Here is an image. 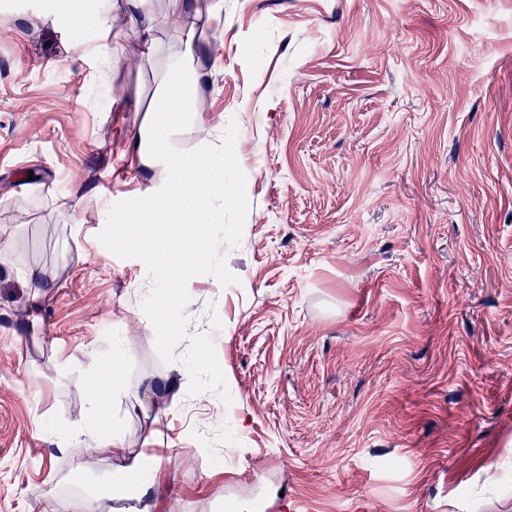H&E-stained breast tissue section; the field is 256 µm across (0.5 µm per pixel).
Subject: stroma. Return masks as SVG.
I'll list each match as a JSON object with an SVG mask.
<instances>
[{
    "instance_id": "obj_1",
    "label": "stroma",
    "mask_w": 512,
    "mask_h": 512,
    "mask_svg": "<svg viewBox=\"0 0 512 512\" xmlns=\"http://www.w3.org/2000/svg\"><path fill=\"white\" fill-rule=\"evenodd\" d=\"M209 4L153 0L143 70L126 0L102 56L50 0H0V512H78L121 465L60 452L83 401L55 370L117 336L130 383L202 341L223 379L174 387L156 424L113 402L162 459L149 512H512V0H224L220 26ZM191 28L238 203L162 347L152 279L98 255L99 217L150 185L125 141Z\"/></svg>"
}]
</instances>
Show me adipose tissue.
<instances>
[{
  "label": "adipose tissue",
  "instance_id": "obj_1",
  "mask_svg": "<svg viewBox=\"0 0 512 512\" xmlns=\"http://www.w3.org/2000/svg\"><path fill=\"white\" fill-rule=\"evenodd\" d=\"M151 0H127L134 27L131 35L143 46L141 67L155 63L157 46L153 33L158 18ZM56 8L69 23L71 44L83 48L88 29L110 27L111 15L97 0H56ZM198 45L187 37L180 52L172 57L160 95L152 113L130 143L141 160L154 164L158 172L152 187L122 212L103 210L102 223L112 228L99 253L106 256L115 247L138 253L145 270L155 282L147 308L156 313L149 329L158 344H166L180 331L177 314L182 304L178 284L187 282L207 264L206 239L214 225L224 221V205L234 196L224 188V169L231 165L235 146H225L220 155L201 150L182 151L177 134L195 120L193 102L204 78L193 65ZM173 384L168 377H150L131 385L126 377L123 349L113 343L109 355L96 359L71 380L83 397L84 421L80 427L61 434L64 452L79 456L99 448H125L129 442L112 420L113 400L126 398L130 412L148 414ZM156 456L136 452L130 462L117 467L112 487L86 494L79 500V512H112L110 499L124 501V512H146L144 501L154 486Z\"/></svg>",
  "mask_w": 512,
  "mask_h": 512
}]
</instances>
